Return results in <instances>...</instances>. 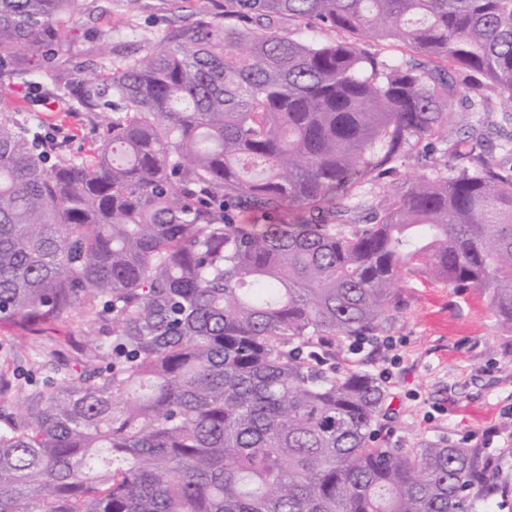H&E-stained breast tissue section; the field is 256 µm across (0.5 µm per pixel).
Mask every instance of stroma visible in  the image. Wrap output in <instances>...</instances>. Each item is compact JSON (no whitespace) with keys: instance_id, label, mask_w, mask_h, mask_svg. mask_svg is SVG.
<instances>
[{"instance_id":"1","label":"stroma","mask_w":512,"mask_h":512,"mask_svg":"<svg viewBox=\"0 0 512 512\" xmlns=\"http://www.w3.org/2000/svg\"><path fill=\"white\" fill-rule=\"evenodd\" d=\"M200 0H76L74 15L64 32L59 68L73 87H80L82 67L102 63L104 41L117 53L113 64L140 53L143 40L160 43L182 24L194 22ZM53 99L46 110L40 101ZM19 109L31 121L42 123L48 135H62L67 149L90 146L104 118L75 109L71 99L56 96L50 85H21L0 81V108ZM443 143L433 149L418 145L399 161L386 184H366L362 200L380 199L411 179L446 169ZM404 309L384 325L382 336L396 342L395 375L388 386L399 414L390 443L416 446L425 440L484 444L482 429L501 426L491 453L512 447V328L501 324L481 292L458 291L426 277L402 284ZM94 321L62 316L41 332L20 341L19 329L0 324V373L14 376L16 388L0 397V413L17 411L28 388L57 382L75 349L95 336Z\"/></svg>"}]
</instances>
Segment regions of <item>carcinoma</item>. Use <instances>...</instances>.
Listing matches in <instances>:
<instances>
[{
  "mask_svg": "<svg viewBox=\"0 0 512 512\" xmlns=\"http://www.w3.org/2000/svg\"><path fill=\"white\" fill-rule=\"evenodd\" d=\"M74 0H0V63L112 119L47 164L0 109V322L95 344L0 417V512H489L486 449L378 442L389 392L336 370L425 273L512 328V0H205L118 67L55 66ZM339 34L294 38L284 23ZM420 54L387 59L364 40ZM474 123L447 132L455 103ZM439 138L455 165L368 208ZM270 224H237L232 209Z\"/></svg>",
  "mask_w": 512,
  "mask_h": 512,
  "instance_id": "cac0c4a2",
  "label": "carcinoma"
}]
</instances>
